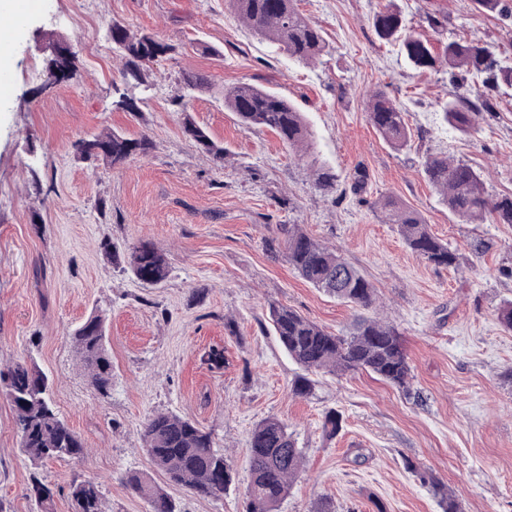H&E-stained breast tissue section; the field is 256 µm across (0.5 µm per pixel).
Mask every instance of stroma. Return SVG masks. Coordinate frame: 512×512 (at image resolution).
<instances>
[{
  "label": "stroma",
  "instance_id": "1",
  "mask_svg": "<svg viewBox=\"0 0 512 512\" xmlns=\"http://www.w3.org/2000/svg\"><path fill=\"white\" fill-rule=\"evenodd\" d=\"M406 31L433 47L462 39L512 57V17L475 12L472 0H299L331 51L311 65L288 59L224 0H46L10 50L13 92L0 106V370L36 365L53 381L56 412L80 435L76 459L32 467L20 450L12 403L0 389V512H39L31 474L50 484L52 512H72L69 486L91 480L103 512H149L126 483L150 478L180 512H245L249 435L260 420L288 423L305 453L279 512H440L425 471L463 512H512V332L500 307L512 301V224H467L448 210L422 170L427 156L463 161L489 194L512 196V89L490 92V113L470 134L444 124L455 87L447 71L418 70L373 26L388 3ZM431 15L443 27L429 25ZM158 35L177 46L148 85L125 84L107 29ZM67 39L76 70L45 88L54 37ZM208 84L184 96L185 72ZM249 82L285 96L313 134L297 155L269 130L242 128L224 89ZM141 98L142 119L114 109L115 88ZM383 89L407 111L410 141L392 148L372 127L367 95ZM190 114L218 143L223 163L183 132ZM100 131L146 135L145 157L114 168L76 159L74 141ZM336 180L320 187L313 164ZM367 174L354 194L355 171ZM391 196L417 210L459 257L437 267L413 254L376 203ZM282 224L338 248L377 289L375 313L395 324L413 379L410 391L365 371L317 373L311 394L289 392L302 368L284 351L268 306L297 310L328 332L358 311L314 288L266 249ZM140 241L166 256L167 279L140 284L104 256ZM106 317L112 390L91 386L72 341L93 311ZM234 321L228 333L225 321ZM224 350L223 369L202 361ZM341 416L335 438L323 432ZM160 412L210 431L231 470L223 499L169 481L145 449L144 425Z\"/></svg>",
  "mask_w": 512,
  "mask_h": 512
}]
</instances>
